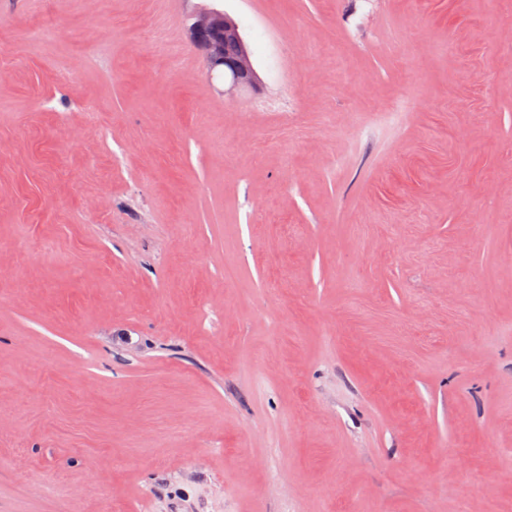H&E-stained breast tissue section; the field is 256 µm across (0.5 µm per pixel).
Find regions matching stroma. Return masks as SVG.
Instances as JSON below:
<instances>
[{
  "label": "stroma",
  "instance_id": "obj_1",
  "mask_svg": "<svg viewBox=\"0 0 512 512\" xmlns=\"http://www.w3.org/2000/svg\"><path fill=\"white\" fill-rule=\"evenodd\" d=\"M201 2L0 0V512H512V0ZM191 19L190 39L203 52L210 72H221L224 95L236 96L245 87L253 86L256 71L236 21L211 7L200 8Z\"/></svg>",
  "mask_w": 512,
  "mask_h": 512
}]
</instances>
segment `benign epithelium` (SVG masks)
Segmentation results:
<instances>
[{"label": "benign epithelium", "instance_id": "1", "mask_svg": "<svg viewBox=\"0 0 512 512\" xmlns=\"http://www.w3.org/2000/svg\"><path fill=\"white\" fill-rule=\"evenodd\" d=\"M190 39L204 54L208 68L224 77V94L235 96L256 83L250 52L235 20L217 8L204 7L192 15Z\"/></svg>", "mask_w": 512, "mask_h": 512}]
</instances>
